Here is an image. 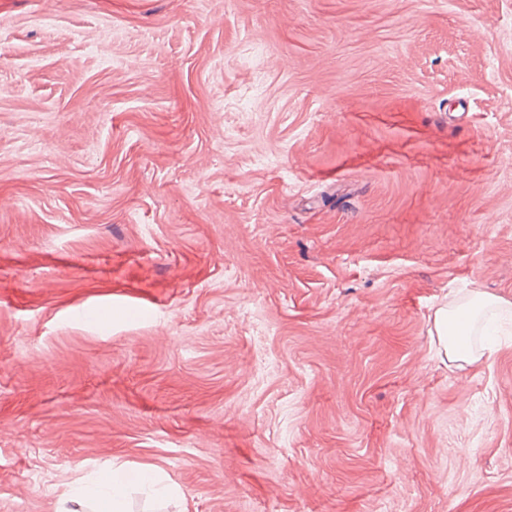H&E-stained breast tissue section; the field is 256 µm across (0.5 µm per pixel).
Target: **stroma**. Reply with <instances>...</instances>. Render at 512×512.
I'll return each instance as SVG.
<instances>
[{
    "label": "stroma",
    "instance_id": "35a3bbf8",
    "mask_svg": "<svg viewBox=\"0 0 512 512\" xmlns=\"http://www.w3.org/2000/svg\"><path fill=\"white\" fill-rule=\"evenodd\" d=\"M267 163H258V155ZM512 0H0V512H512ZM495 304L500 309L506 307L505 303L498 298L476 293L468 305L459 307L454 312H450L445 308H440L435 312V331L438 341L444 349V354L448 357V361H464L471 363L479 359L475 357V354L468 347L465 348L464 352L460 351V344L466 342L467 333L457 331L455 334H452L450 332V326L459 316L460 312H467L472 320L482 309ZM127 487L122 480L114 477V469L104 465L96 482L93 502L89 503L83 487L76 486L59 500L56 512H86L88 508H92L90 510L93 512H124ZM142 490L153 497H172V496H181L185 499L182 492H179L177 489L167 485L163 482L162 478L156 475L152 471H146L144 473H140V478L138 480Z\"/></svg>",
    "mask_w": 512,
    "mask_h": 512
}]
</instances>
